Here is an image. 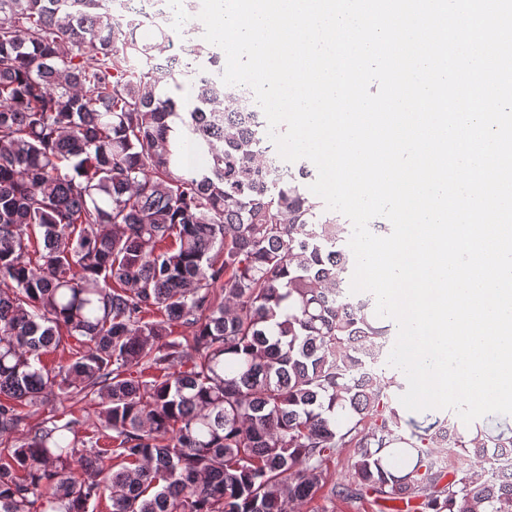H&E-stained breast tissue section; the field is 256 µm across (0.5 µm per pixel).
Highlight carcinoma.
I'll return each mask as SVG.
<instances>
[{"label": "carcinoma", "mask_w": 512, "mask_h": 512, "mask_svg": "<svg viewBox=\"0 0 512 512\" xmlns=\"http://www.w3.org/2000/svg\"><path fill=\"white\" fill-rule=\"evenodd\" d=\"M146 18L0 0V512H298L345 448L352 500L512 512V429L402 413L406 384L366 368L393 325L344 293L314 170L273 173L207 79L161 96L221 56ZM77 396L97 430L27 423Z\"/></svg>", "instance_id": "carcinoma-1"}]
</instances>
